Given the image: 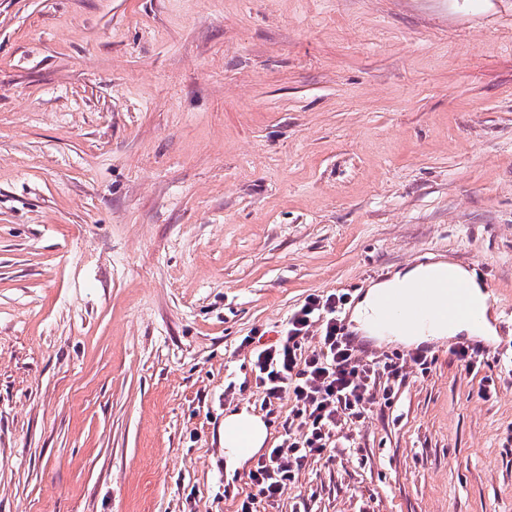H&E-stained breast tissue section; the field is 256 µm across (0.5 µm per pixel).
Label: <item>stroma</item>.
<instances>
[{"instance_id":"obj_1","label":"stroma","mask_w":512,"mask_h":512,"mask_svg":"<svg viewBox=\"0 0 512 512\" xmlns=\"http://www.w3.org/2000/svg\"><path fill=\"white\" fill-rule=\"evenodd\" d=\"M440 259L512 340V0H0V512H237L254 352ZM485 362L436 343L258 512H512ZM246 428L250 433L249 445L246 449L247 439L244 434L239 437L237 445L235 431ZM267 437L265 423L256 415L251 414L246 408L228 414L224 417V464L227 471H234L246 460L253 456L264 445Z\"/></svg>"}]
</instances>
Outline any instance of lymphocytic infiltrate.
Segmentation results:
<instances>
[{
	"instance_id": "lymphocytic-infiltrate-1",
	"label": "lymphocytic infiltrate",
	"mask_w": 512,
	"mask_h": 512,
	"mask_svg": "<svg viewBox=\"0 0 512 512\" xmlns=\"http://www.w3.org/2000/svg\"><path fill=\"white\" fill-rule=\"evenodd\" d=\"M346 301L336 293L310 297L291 314L277 343L254 354L263 409L274 412L278 401L289 397L297 430L250 470L255 492L243 499L239 512H256L259 499L276 502L309 460L331 454L344 426L361 421L367 404L379 396L391 398L390 383L403 365L363 359L348 344L338 316ZM313 328L319 345L309 350L305 340Z\"/></svg>"
}]
</instances>
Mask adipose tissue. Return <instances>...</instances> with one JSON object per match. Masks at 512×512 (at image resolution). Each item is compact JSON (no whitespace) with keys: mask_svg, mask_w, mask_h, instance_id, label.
<instances>
[{"mask_svg":"<svg viewBox=\"0 0 512 512\" xmlns=\"http://www.w3.org/2000/svg\"><path fill=\"white\" fill-rule=\"evenodd\" d=\"M432 278H448L463 282L467 296L474 310L472 319L459 322L430 323L427 325H377L374 312L379 300L387 295L401 297L412 295L416 285ZM351 320L355 329L367 338H388L410 346H416L432 339L454 336H481L493 339L496 330L488 311L485 286L467 269L452 262L435 261L420 264L395 273L392 277L370 285L355 303ZM245 428L250 433L247 448H239L235 437L237 429ZM267 437L265 423L247 410L228 414L224 418V464L227 470L239 468L246 460L262 448Z\"/></svg>","mask_w":512,"mask_h":512,"instance_id":"ef3b65f1","label":"adipose tissue"}]
</instances>
